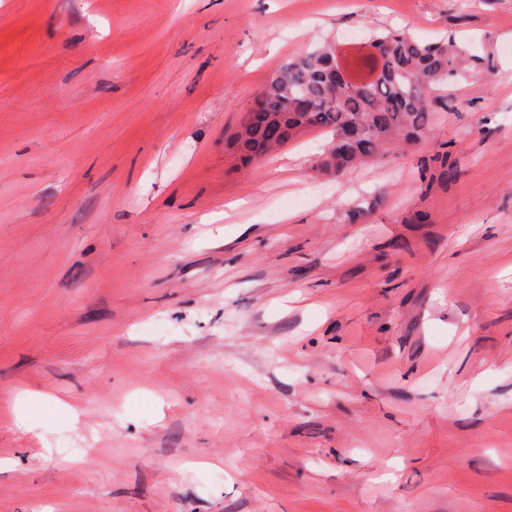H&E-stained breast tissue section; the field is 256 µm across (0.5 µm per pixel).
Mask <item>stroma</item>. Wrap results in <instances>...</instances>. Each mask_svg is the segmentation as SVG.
Listing matches in <instances>:
<instances>
[{
  "mask_svg": "<svg viewBox=\"0 0 512 512\" xmlns=\"http://www.w3.org/2000/svg\"><path fill=\"white\" fill-rule=\"evenodd\" d=\"M385 29L496 72L366 167L239 160ZM0 512H512V0H0Z\"/></svg>",
  "mask_w": 512,
  "mask_h": 512,
  "instance_id": "stroma-1",
  "label": "stroma"
}]
</instances>
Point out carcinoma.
<instances>
[{
    "mask_svg": "<svg viewBox=\"0 0 512 512\" xmlns=\"http://www.w3.org/2000/svg\"><path fill=\"white\" fill-rule=\"evenodd\" d=\"M338 63L337 45L291 59L246 112L231 145L245 163L316 131L332 137L320 160L341 174L429 130L443 84L472 74L494 75L490 52H473L453 39L421 42L403 32L373 35Z\"/></svg>",
    "mask_w": 512,
    "mask_h": 512,
    "instance_id": "cac0c4a2",
    "label": "carcinoma"
}]
</instances>
